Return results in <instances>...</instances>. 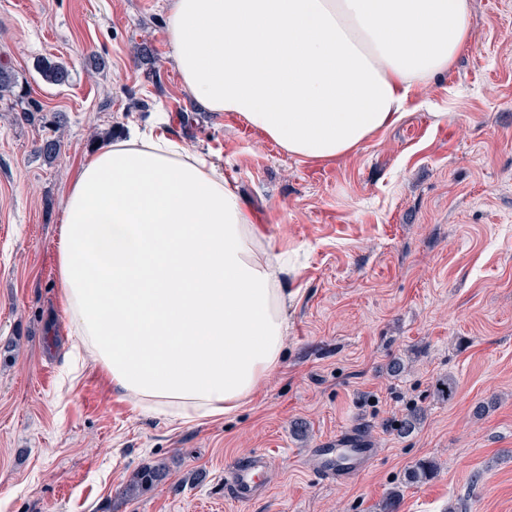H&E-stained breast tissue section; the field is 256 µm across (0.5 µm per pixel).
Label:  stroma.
<instances>
[{
    "label": "stroma",
    "instance_id": "35a3bbf8",
    "mask_svg": "<svg viewBox=\"0 0 512 512\" xmlns=\"http://www.w3.org/2000/svg\"><path fill=\"white\" fill-rule=\"evenodd\" d=\"M164 21L165 0H0V61L44 109L0 97V512H381L393 491L397 512H512V0H472L453 68L389 130L317 165L196 108ZM44 56L67 65L68 84L43 80ZM131 123L211 156L300 264L280 367L227 417L143 416L90 360L62 380L61 214L76 170ZM49 136L51 162L38 152ZM413 409L421 420L399 436ZM352 429L372 462L325 479L311 449ZM256 451L272 457L270 482L235 502L224 466ZM160 459L168 479L125 499L127 478ZM422 459L436 475L406 485Z\"/></svg>",
    "mask_w": 512,
    "mask_h": 512
}]
</instances>
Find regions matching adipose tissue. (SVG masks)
<instances>
[{
	"mask_svg": "<svg viewBox=\"0 0 512 512\" xmlns=\"http://www.w3.org/2000/svg\"><path fill=\"white\" fill-rule=\"evenodd\" d=\"M471 0H166L192 103L300 162L345 157L448 72ZM65 320L121 400L168 422L249 403L280 366L294 275L234 180L165 135L102 144L56 241Z\"/></svg>",
	"mask_w": 512,
	"mask_h": 512,
	"instance_id": "1",
	"label": "adipose tissue"
}]
</instances>
